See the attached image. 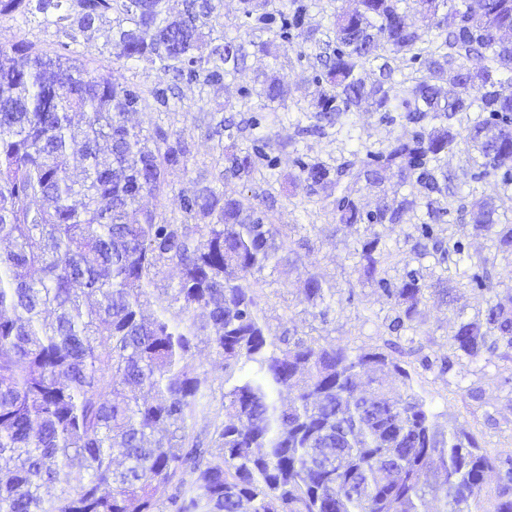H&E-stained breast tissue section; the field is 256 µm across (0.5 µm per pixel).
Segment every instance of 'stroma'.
<instances>
[{"label":"stroma","mask_w":512,"mask_h":512,"mask_svg":"<svg viewBox=\"0 0 512 512\" xmlns=\"http://www.w3.org/2000/svg\"><path fill=\"white\" fill-rule=\"evenodd\" d=\"M353 6L354 0H289V9L300 10L302 24L290 29L289 39L284 42L260 29L256 20L245 17L239 0H220L205 29L207 40L220 43L227 38L249 35L255 45L267 43V51H257L255 45L248 48L247 67L236 78L205 89L180 83L168 111L160 112L148 106L131 114L130 121L146 130L163 128L180 136L191 148L187 171L178 170L169 175V189L157 205L163 222L171 224L182 221L178 195L192 182L225 188L243 204H252L254 194L263 189L262 183L224 181V162L204 131L211 112L216 110L227 118H257L261 129L274 142L270 152L274 196L271 220L288 225L295 237L305 236L311 242L310 249L302 251L297 264L270 267L261 274L260 305L269 329L275 335L286 330L296 332L315 346L334 342L361 351L381 346L389 339L387 323L394 315L382 291L360 277L356 270L355 242L363 230L336 227L318 197L307 195L297 184L298 160L318 159L333 165L346 158L360 161L367 152L380 149L391 138L413 131L412 125L390 122L382 113L365 105L351 115L350 133L331 128L324 136L304 137L298 132L299 127L313 121L312 102L317 93L316 78L321 72L316 60L318 43L331 34L336 11ZM110 38L111 28L106 25L90 37L71 44L68 52L86 63L111 68L119 82L142 90L159 83L160 73L155 68L116 58ZM22 40L48 51L58 50L60 42L55 26L19 15L0 17V46ZM272 72L285 82L288 95L284 103L264 109L260 106V82ZM443 164L454 175L460 196L471 200L501 195L499 176H480L464 149L449 152ZM424 217L425 212L420 209L407 223L375 225L382 245L394 255L388 272L392 280L401 279L409 271L417 272L426 283L441 276L442 270L433 257L413 252L417 228ZM435 235L458 241L464 253L486 259L496 287L512 289V255L496 252L490 239L477 233L461 212L455 210L443 217L435 226ZM311 273L320 275L336 290L335 310L328 318H320L317 309L304 300L303 283ZM454 296L455 301L450 305L442 304L437 296H426L417 327L419 336L426 339L423 352L403 353L402 360L418 390L447 419L470 429L490 455L512 457V363L487 355L474 364L453 366L445 374L424 369L420 364L421 355L433 358L446 355L457 321L476 318L486 309L485 295L476 286L456 285ZM471 387L482 390L481 401L469 398L467 390Z\"/></svg>","instance_id":"35a3bbf8"}]
</instances>
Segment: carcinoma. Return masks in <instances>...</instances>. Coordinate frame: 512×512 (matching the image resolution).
I'll use <instances>...</instances> for the list:
<instances>
[{
	"label": "carcinoma",
	"instance_id": "cac0c4a2",
	"mask_svg": "<svg viewBox=\"0 0 512 512\" xmlns=\"http://www.w3.org/2000/svg\"><path fill=\"white\" fill-rule=\"evenodd\" d=\"M268 2L241 0L242 12L268 29ZM355 2L336 12L335 47L316 55V123L302 133L343 126L364 102L418 131L360 167L304 164L299 183L336 226H368L358 272L393 302L388 329L399 333L414 329L426 293L446 303L452 289L411 272L390 282L391 253L371 226L406 223L422 200L438 221L457 195L441 159L461 141L483 174L501 170L512 182V95L499 90L512 74V41L499 37L512 31V0ZM213 9L211 0H185L177 15L164 0H0L1 17H39L72 41L113 21L117 57L200 86H220L245 65L243 44L204 42ZM410 10L431 26L416 25ZM65 50L0 46V240L10 245L0 251V458L13 463L0 476V512H422L429 499L436 512H512V457L484 453L471 431L442 421L391 341L354 352L270 334L257 274L291 264L309 241L271 221L267 196L246 211L223 190L184 187V222H158L144 200L163 197L191 149L128 114L149 97L167 107L171 87L145 92ZM407 55L423 70L406 86L389 60ZM473 57L486 64L470 69ZM287 95L280 79L264 80L265 101ZM464 112L476 117L463 128ZM242 132L213 115L205 129L227 141V182L259 171L261 155L238 147ZM389 172L412 191L362 211L358 183L380 184ZM461 208L512 253V224L499 223L492 200ZM450 259L458 281L488 295L484 318L459 322L451 336L457 359L512 349V291L495 288L485 268L471 272L483 262L455 243L439 251ZM164 266L177 272L173 288L157 287ZM304 294L327 318L335 294L319 276L308 274ZM203 341L224 393L198 431L197 407L214 393L196 355ZM420 362L441 374L454 366L447 356ZM49 487L58 494L44 495Z\"/></svg>",
	"mask_w": 512,
	"mask_h": 512
}]
</instances>
